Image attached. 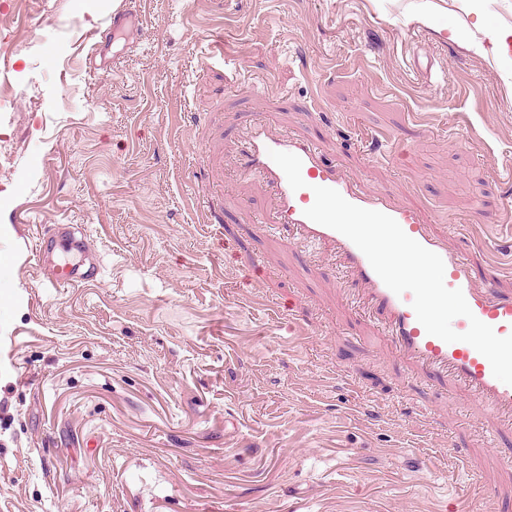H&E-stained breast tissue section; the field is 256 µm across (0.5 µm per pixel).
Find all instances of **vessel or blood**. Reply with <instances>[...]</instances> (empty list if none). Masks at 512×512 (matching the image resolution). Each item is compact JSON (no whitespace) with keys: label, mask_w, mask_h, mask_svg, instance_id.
Instances as JSON below:
<instances>
[{"label":"vessel or blood","mask_w":512,"mask_h":512,"mask_svg":"<svg viewBox=\"0 0 512 512\" xmlns=\"http://www.w3.org/2000/svg\"><path fill=\"white\" fill-rule=\"evenodd\" d=\"M274 151L291 153L301 159L304 188L291 189L284 172L270 157ZM244 165L248 173L275 187L281 223L293 225L305 239L331 245L342 255L364 301L382 317L401 359L451 376L468 396L487 402L499 413L512 415V385L494 377L487 358L468 343H448L429 335L411 306L412 293H393L347 237L305 216V209L315 200L314 187L335 189L351 204L395 219L409 237L442 258L446 286L462 290L473 314L501 337L512 334V293L496 292L490 282L477 283L473 265L463 250L452 246L447 237L438 236L415 210L395 207L386 195L360 191L355 181L340 177L334 168L323 162L311 143L289 136H270L259 125L249 140ZM61 247L60 239L52 235L43 241L40 249L42 261L49 268L50 286L68 288L85 281L87 274L80 264L56 261V252Z\"/></svg>","instance_id":"1"}]
</instances>
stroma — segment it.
<instances>
[{"mask_svg":"<svg viewBox=\"0 0 512 512\" xmlns=\"http://www.w3.org/2000/svg\"><path fill=\"white\" fill-rule=\"evenodd\" d=\"M120 2L0 0V512L512 501V418L402 361L239 174L254 123L306 139L512 289V0H139L116 41ZM57 227L93 273L60 291ZM63 231L49 236L42 243L40 249V259L49 268L48 282L51 288H68L79 282L87 280V272H83L81 264L73 262H56V251L64 252L68 246H63ZM58 238V239H57Z\"/></svg>","mask_w":512,"mask_h":512,"instance_id":"35a3bbf8","label":"stroma"}]
</instances>
